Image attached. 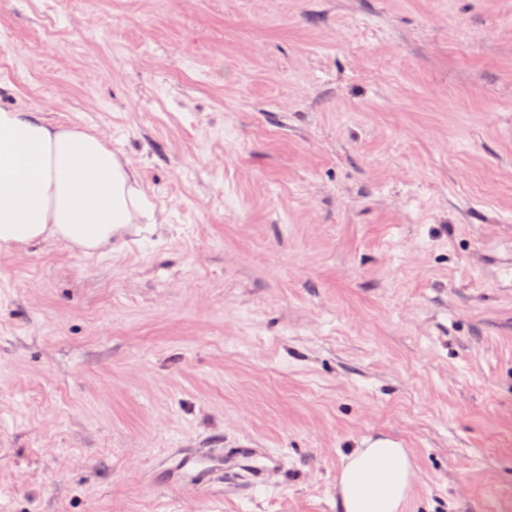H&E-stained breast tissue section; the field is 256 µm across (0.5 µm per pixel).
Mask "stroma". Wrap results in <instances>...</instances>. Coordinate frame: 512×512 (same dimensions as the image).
Returning a JSON list of instances; mask_svg holds the SVG:
<instances>
[{
    "label": "stroma",
    "instance_id": "obj_1",
    "mask_svg": "<svg viewBox=\"0 0 512 512\" xmlns=\"http://www.w3.org/2000/svg\"><path fill=\"white\" fill-rule=\"evenodd\" d=\"M105 135L157 216L0 252V512L512 500V0H0V108ZM282 457L172 487L177 449ZM416 481L414 458L399 442L363 439L343 459L339 512H402Z\"/></svg>",
    "mask_w": 512,
    "mask_h": 512
}]
</instances>
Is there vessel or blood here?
<instances>
[{
    "mask_svg": "<svg viewBox=\"0 0 512 512\" xmlns=\"http://www.w3.org/2000/svg\"><path fill=\"white\" fill-rule=\"evenodd\" d=\"M279 464V457L263 448H236L229 452L218 450L208 454L186 449L172 455L165 463L164 470L169 484L207 487L222 478L228 467L244 470L253 481L260 482L268 469Z\"/></svg>",
    "mask_w": 512,
    "mask_h": 512,
    "instance_id": "b4317fda",
    "label": "vessel or blood"
}]
</instances>
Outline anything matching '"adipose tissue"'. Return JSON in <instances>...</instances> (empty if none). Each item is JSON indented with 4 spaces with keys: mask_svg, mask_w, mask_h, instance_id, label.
<instances>
[{
    "mask_svg": "<svg viewBox=\"0 0 512 512\" xmlns=\"http://www.w3.org/2000/svg\"><path fill=\"white\" fill-rule=\"evenodd\" d=\"M150 213L136 171L102 134L32 109H0L1 250L56 240L102 254ZM416 481L415 461L399 442L364 439L343 459L340 512H402Z\"/></svg>",
    "mask_w": 512,
    "mask_h": 512,
    "instance_id": "1",
    "label": "adipose tissue"
}]
</instances>
